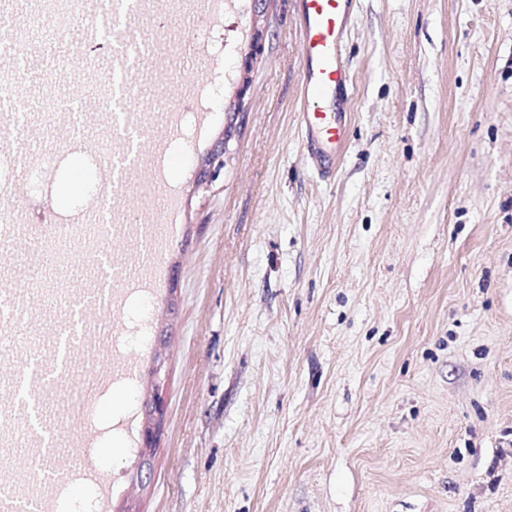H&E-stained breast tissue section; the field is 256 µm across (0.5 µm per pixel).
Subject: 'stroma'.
<instances>
[{
	"mask_svg": "<svg viewBox=\"0 0 512 512\" xmlns=\"http://www.w3.org/2000/svg\"><path fill=\"white\" fill-rule=\"evenodd\" d=\"M255 0L225 11L210 102L248 83V112L224 169L201 180L224 137L195 140L182 117L174 154L184 211L155 300L125 292L118 321L85 322L39 429L6 431L13 472L105 467L110 512H512V0H356L342 56L354 83L332 177L301 150L302 39L288 0H266L268 37L241 60ZM164 90L127 109L160 131ZM145 225L160 199L139 174L117 185ZM0 260V310L18 334L59 330L105 265L152 260L144 237L106 231L97 251L61 257L77 291L44 306L18 253L42 254L24 225ZM151 339L140 344L142 313ZM160 375H152L156 356ZM142 365L86 396L117 360ZM165 412L153 467L122 432Z\"/></svg>",
	"mask_w": 512,
	"mask_h": 512,
	"instance_id": "stroma-1",
	"label": "stroma"
}]
</instances>
